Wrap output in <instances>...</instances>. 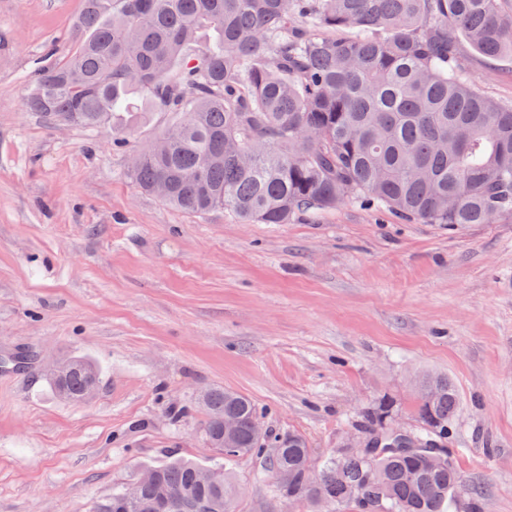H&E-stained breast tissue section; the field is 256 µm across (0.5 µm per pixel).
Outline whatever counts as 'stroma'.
<instances>
[{
    "mask_svg": "<svg viewBox=\"0 0 512 512\" xmlns=\"http://www.w3.org/2000/svg\"><path fill=\"white\" fill-rule=\"evenodd\" d=\"M82 6L0 0V512H88L141 468L211 465L209 388L250 397L269 433H302L319 468L360 437L365 407L419 430L423 372L459 397L457 512H512V222L404 224L348 203L313 224H244L165 206L127 170L168 112L130 116L118 145L111 126L27 106ZM467 58L474 89L512 103V58ZM71 358L103 371L81 404L40 373ZM226 469L233 512H332L277 496L262 460Z\"/></svg>",
    "mask_w": 512,
    "mask_h": 512,
    "instance_id": "35a3bbf8",
    "label": "stroma"
}]
</instances>
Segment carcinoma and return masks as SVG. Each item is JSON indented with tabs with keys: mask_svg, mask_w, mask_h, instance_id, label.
<instances>
[{
	"mask_svg": "<svg viewBox=\"0 0 512 512\" xmlns=\"http://www.w3.org/2000/svg\"><path fill=\"white\" fill-rule=\"evenodd\" d=\"M70 54L30 80L28 107L86 128L132 112L176 119L137 151L132 180L194 215L222 210L256 224L314 221L347 203L406 223L512 221V104L470 84L463 45L512 56V0H83ZM102 371L87 359L47 378L79 404ZM419 448L386 447L387 406L362 414L363 451H338L307 480L304 435L254 432L247 396L211 389L201 432L229 461L266 456L278 491L339 512H451L463 480L439 449L459 409L455 385L417 384ZM240 451L224 453V415ZM209 470L214 484H200ZM94 501L89 512H137L180 497L228 512L224 466L172 460Z\"/></svg>",
	"mask_w": 512,
	"mask_h": 512,
	"instance_id": "carcinoma-1",
	"label": "carcinoma"
}]
</instances>
